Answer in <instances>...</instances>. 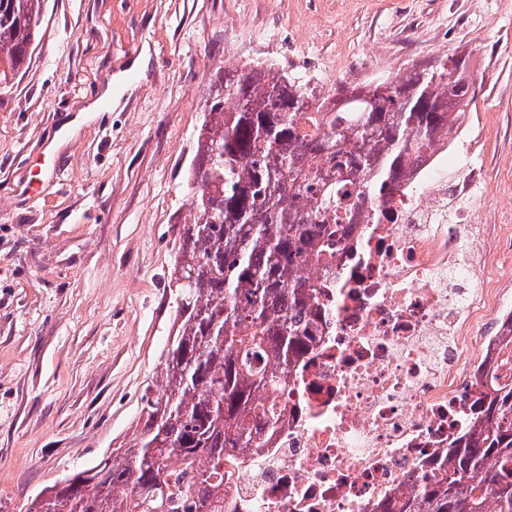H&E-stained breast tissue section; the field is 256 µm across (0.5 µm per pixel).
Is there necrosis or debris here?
Wrapping results in <instances>:
<instances>
[{
    "instance_id": "necrosis-or-debris-1",
    "label": "necrosis or debris",
    "mask_w": 512,
    "mask_h": 512,
    "mask_svg": "<svg viewBox=\"0 0 512 512\" xmlns=\"http://www.w3.org/2000/svg\"><path fill=\"white\" fill-rule=\"evenodd\" d=\"M485 139L465 123L341 210V244L310 265L315 343L260 397L280 425L231 451L213 512H379L433 476L477 398L512 385V240L488 243L472 205L494 192L471 161Z\"/></svg>"
}]
</instances>
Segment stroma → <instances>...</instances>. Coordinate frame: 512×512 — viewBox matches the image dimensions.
Instances as JSON below:
<instances>
[{"mask_svg": "<svg viewBox=\"0 0 512 512\" xmlns=\"http://www.w3.org/2000/svg\"><path fill=\"white\" fill-rule=\"evenodd\" d=\"M0 91V512L131 441L172 334L169 288L212 76L286 63L344 86L485 58L481 161L512 210V0H44ZM148 57L146 77L128 65ZM118 108L63 126L106 88Z\"/></svg>", "mask_w": 512, "mask_h": 512, "instance_id": "1", "label": "stroma"}]
</instances>
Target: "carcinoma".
<instances>
[{
    "mask_svg": "<svg viewBox=\"0 0 512 512\" xmlns=\"http://www.w3.org/2000/svg\"><path fill=\"white\" fill-rule=\"evenodd\" d=\"M42 0H0V89L40 42ZM475 90L464 55L344 91L301 133L299 80L268 67L217 73L187 176L190 221L169 287L179 322L161 354L144 423L27 512H200L224 486V450L254 448L278 418L256 400L282 382L313 334L304 262L331 254L344 201L384 194L413 156L453 133ZM441 477L390 512H512V387L490 389Z\"/></svg>",
    "mask_w": 512,
    "mask_h": 512,
    "instance_id": "carcinoma-1",
    "label": "carcinoma"
}]
</instances>
